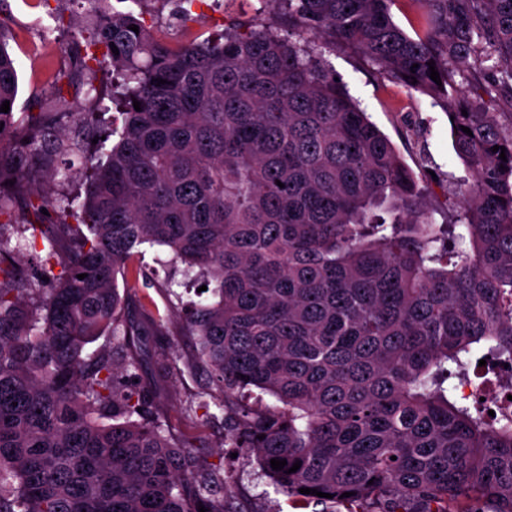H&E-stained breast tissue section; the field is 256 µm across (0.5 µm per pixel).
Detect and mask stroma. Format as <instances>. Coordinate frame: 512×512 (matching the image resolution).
<instances>
[{"label": "stroma", "instance_id": "obj_1", "mask_svg": "<svg viewBox=\"0 0 512 512\" xmlns=\"http://www.w3.org/2000/svg\"><path fill=\"white\" fill-rule=\"evenodd\" d=\"M261 0H200L194 8L195 22L189 33H182L172 16L170 0H143L141 19L154 36L170 45L183 42L185 36L202 40L223 33L230 21H250L261 8ZM124 0H100L90 5L86 0H70L63 20H56L50 5L38 0H0V17L10 36L8 51L18 71L15 108L20 112L58 110L73 112L83 103V94L69 93L65 101L50 100L53 86L47 70L67 74L72 56L66 45L73 34L93 29L104 13L125 10ZM49 30L56 53L51 61L33 57L24 41L25 35ZM315 53L365 108L370 120L390 139L412 170L435 223H447L456 202V185L470 182L471 171L457 156L448 122V114L432 105L428 96L408 90L382 74L358 52L332 43L318 41ZM169 255L160 246L143 245L133 264L147 270L146 277L128 274L120 289L135 292L151 317L162 320V340H147L143 347V375L156 379L162 388V403L168 424L181 432L194 452L207 463L220 468L225 492L243 506L245 512H319L314 505H302L277 491L261 476L254 455L231 443L223 419L199 424L187 418L185 408L199 401L208 387L205 371L191 375L162 374V359H179L185 351L178 336L181 312L169 305L162 283L168 273Z\"/></svg>", "mask_w": 512, "mask_h": 512}]
</instances>
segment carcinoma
Instances as JSON below:
<instances>
[{"label": "carcinoma", "instance_id": "carcinoma-1", "mask_svg": "<svg viewBox=\"0 0 512 512\" xmlns=\"http://www.w3.org/2000/svg\"><path fill=\"white\" fill-rule=\"evenodd\" d=\"M279 1L303 43L258 15L172 47L132 10L101 15L53 89L86 86L71 136L57 112H15L0 18V512H238L142 380L162 325L118 281L146 243L170 249L171 296L211 293L182 307L191 356L171 362L209 374L187 416L223 413L277 489L329 512H512V415L492 425L457 395L476 352L512 364V112L484 111L486 95L512 104V0H411L412 35L395 0ZM327 38L454 117L472 182L451 223L312 55ZM62 150L84 174L53 199ZM15 230L41 238L39 267L4 257Z\"/></svg>", "mask_w": 512, "mask_h": 512}]
</instances>
